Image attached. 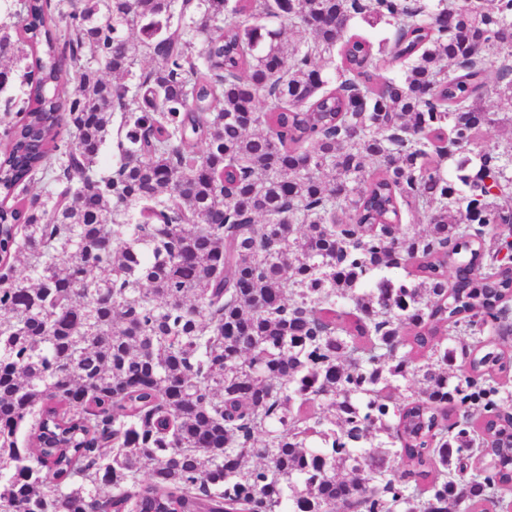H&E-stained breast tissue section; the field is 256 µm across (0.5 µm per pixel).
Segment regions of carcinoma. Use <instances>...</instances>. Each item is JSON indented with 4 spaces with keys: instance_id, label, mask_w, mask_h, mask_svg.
<instances>
[{
    "instance_id": "cac0c4a2",
    "label": "carcinoma",
    "mask_w": 512,
    "mask_h": 512,
    "mask_svg": "<svg viewBox=\"0 0 512 512\" xmlns=\"http://www.w3.org/2000/svg\"><path fill=\"white\" fill-rule=\"evenodd\" d=\"M7 16L31 70L0 117V512H483L512 489V354L450 336H512V224L471 217L512 205L507 154L467 149L498 122L495 58L512 112V0ZM355 17L391 27L399 75ZM420 209L425 235L384 234Z\"/></svg>"
}]
</instances>
